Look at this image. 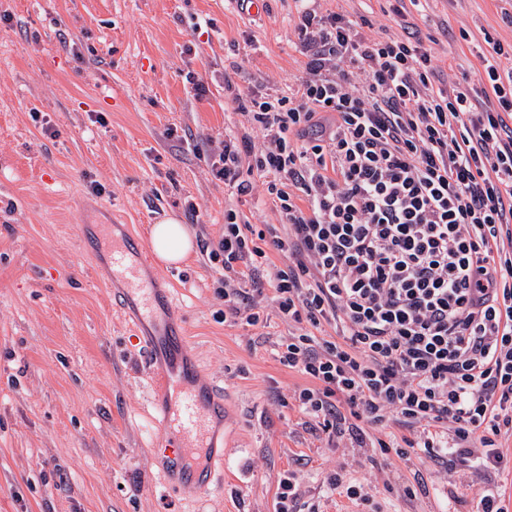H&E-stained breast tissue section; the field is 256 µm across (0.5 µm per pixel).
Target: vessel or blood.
<instances>
[{"label":"vessel or blood","instance_id":"1","mask_svg":"<svg viewBox=\"0 0 512 512\" xmlns=\"http://www.w3.org/2000/svg\"><path fill=\"white\" fill-rule=\"evenodd\" d=\"M91 230L106 246L110 278L132 305L135 326L150 329L144 347L160 415L159 436L149 453L159 459L173 483H181L192 456L223 459L216 424L224 416V403L200 383L196 367L186 359L185 334L157 315V306L167 297L145 272L150 244L132 235H116L109 224H95Z\"/></svg>","mask_w":512,"mask_h":512}]
</instances>
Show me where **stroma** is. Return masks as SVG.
Wrapping results in <instances>:
<instances>
[{
    "instance_id": "stroma-1",
    "label": "stroma",
    "mask_w": 512,
    "mask_h": 512,
    "mask_svg": "<svg viewBox=\"0 0 512 512\" xmlns=\"http://www.w3.org/2000/svg\"><path fill=\"white\" fill-rule=\"evenodd\" d=\"M0 0V512H275L295 474L318 512H362L330 493L345 468L382 512H451L492 483L512 497V472L458 471L430 460L426 492L407 495L410 466L377 468L367 448L333 447L294 400L309 381L282 367L295 331L274 302L263 323L224 318V273L201 246L224 213L282 224L262 179L240 197L210 171L225 135L263 142L245 105L254 91L288 95L305 73L296 24L341 13L363 33L402 36V20L436 42L448 84L483 78L485 38L512 46V0ZM204 84L196 96L194 84ZM104 186L93 194L90 182ZM176 214L197 247L149 271L176 303L199 377L224 399L222 480L200 496L169 488L146 455L158 434L143 345L81 225L115 224L148 238Z\"/></svg>"
}]
</instances>
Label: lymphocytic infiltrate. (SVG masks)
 Segmentation results:
<instances>
[{"mask_svg":"<svg viewBox=\"0 0 512 512\" xmlns=\"http://www.w3.org/2000/svg\"><path fill=\"white\" fill-rule=\"evenodd\" d=\"M296 93L254 94L268 141L228 138L213 176H252L284 227L224 213L209 251L232 275L224 313L255 326L271 291L298 331L279 363L309 379L301 411L332 436L403 460L506 471L512 435V67L500 42L484 78L434 87L421 39L368 37L341 14L305 13ZM288 260L269 284L268 250ZM336 330L333 338L322 326ZM396 425L401 436H370Z\"/></svg>","mask_w":512,"mask_h":512,"instance_id":"obj_1","label":"lymphocytic infiltrate"}]
</instances>
